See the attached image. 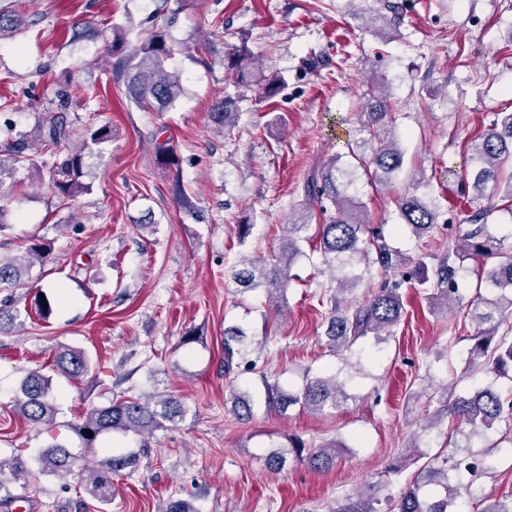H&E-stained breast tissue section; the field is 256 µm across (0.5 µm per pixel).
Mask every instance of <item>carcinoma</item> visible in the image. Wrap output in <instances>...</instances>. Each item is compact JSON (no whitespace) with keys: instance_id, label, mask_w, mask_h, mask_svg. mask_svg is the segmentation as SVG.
I'll list each match as a JSON object with an SVG mask.
<instances>
[{"instance_id":"1","label":"carcinoma","mask_w":512,"mask_h":512,"mask_svg":"<svg viewBox=\"0 0 512 512\" xmlns=\"http://www.w3.org/2000/svg\"><path fill=\"white\" fill-rule=\"evenodd\" d=\"M389 15L380 17L384 29L395 32L401 23L399 7L386 3ZM18 31L17 19L9 11H0V39ZM127 32L112 33L109 56L110 78L124 84L128 98L144 112H163L171 107L184 93L180 74L167 69L166 64L182 52L165 28H155L151 35L133 50L128 51ZM227 70L233 83L250 89L254 82V58L246 40L227 54ZM261 94L270 99L286 85V78L279 72L262 76L259 81ZM240 116L238 100L226 96L216 102L210 112L211 123L222 132L236 125ZM363 131L368 133L365 144L368 153L355 155V169L374 183H392L402 168L403 156L399 138L388 109L380 104L373 112L365 113ZM4 138L0 141V186L20 168H27L38 182L44 181L41 168L35 167L29 151L40 146L62 159L48 168L49 185L61 197H74L91 191L86 158L93 147L112 140V126L86 125L81 148L68 146L70 122L65 112L39 115L32 130L17 128L7 118L0 125ZM156 162L166 168L177 165L175 149L169 141L156 146ZM476 198L490 201L502 192L512 199V112H500L490 127L473 140L469 148L468 164L461 174ZM351 175L330 162L320 175L311 176L304 187V199L298 219L287 224L288 243L273 262L258 258L244 259L241 268L230 269L228 275L244 291L261 289L267 303L279 308L285 303V292L292 280L291 270L304 256L299 242H319L323 263L333 273L337 289L349 290L359 286L365 276L377 268L385 274H395L405 265L406 258L386 242L384 225L369 223L363 206L347 194L353 185ZM328 198L334 206L335 216L328 222L311 224L315 218L314 205ZM399 218L417 238L429 236L438 224V207L413 192L396 198ZM492 210L488 206L466 219V227L458 228L455 245L448 249V258L436 269L438 293L432 297L433 306H448L456 301L458 284L455 261L463 262L471 257L488 258L502 252L503 241L492 236L484 216ZM314 234H309L310 229ZM51 250L44 240L31 241L24 253L9 259L0 257V290L6 291L0 299V333L14 327L17 315L13 314L17 303L16 291L27 286L29 269L36 261H43ZM426 264L418 261L416 270L401 274L400 279L382 283L364 303L343 308L334 304L324 332L326 346L344 364L358 355L356 347L370 344L375 349L390 342L396 336V327L404 314L401 288L423 286L428 278L418 275ZM481 281L490 288L489 294L477 295L471 302L468 314L482 329L472 337L469 367L489 368L503 373L512 368V254L505 260L485 269ZM255 349L238 326L224 328V376L254 370L252 359ZM90 367L86 352L78 348H63L54 358L53 371L67 380H76ZM342 370L322 375H304V383L298 390H285L267 385V402L280 412L293 406L302 411L321 413L327 408H339L349 398V378L341 377ZM442 396L448 400V418L455 427L459 439L454 443L455 452L435 455L424 463L406 486L401 496L393 501L381 500L373 494L353 499L347 498L336 512H458L461 502L468 500L479 506L483 496L478 494L474 483L465 477L478 471L481 461L490 451L486 446L474 450V440H481L495 430L500 423L512 426V402L502 399L492 386L476 389L468 395H457L447 386ZM14 409L24 421L50 432L56 427L57 400L53 391L52 377L32 370L21 381L15 396ZM233 412L241 419L252 415L248 396L234 394ZM187 413L181 398L172 395L144 394L124 396L107 405H93L74 425L75 432L92 445L102 434L144 436L184 418ZM342 444L337 441L308 445L303 440L288 439V445L270 448L263 458L265 468L280 472L289 460L303 461L317 471L331 469ZM32 468L17 453L8 460H0V491L7 480L27 481L36 475H51L66 482L75 481L96 503V512H109L112 503V476L127 469L134 470L138 457L132 451L112 449L100 456L92 465H79L66 446L53 440L47 444L35 460ZM160 512H198L192 499L171 497L160 506Z\"/></svg>"}]
</instances>
